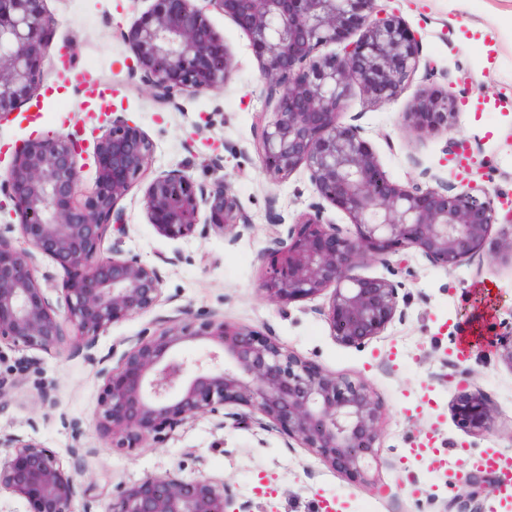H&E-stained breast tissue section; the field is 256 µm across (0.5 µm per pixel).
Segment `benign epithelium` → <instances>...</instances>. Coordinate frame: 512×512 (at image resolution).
I'll list each match as a JSON object with an SVG mask.
<instances>
[{"instance_id": "obj_1", "label": "benign epithelium", "mask_w": 512, "mask_h": 512, "mask_svg": "<svg viewBox=\"0 0 512 512\" xmlns=\"http://www.w3.org/2000/svg\"><path fill=\"white\" fill-rule=\"evenodd\" d=\"M202 5H197V2ZM232 17L259 61L266 104L255 145L262 172L282 182L300 167L315 195L342 211L346 228L318 206L299 214L271 254L260 292L277 307L325 296L317 312L340 345L362 348L405 319L410 295L396 277L411 275L407 251L454 268L481 257L512 262V219L500 223L490 189L478 182L453 191L399 186L388 180L364 129L344 119L355 86L389 101L420 65V42L378 0H151L127 30L142 84L162 105L178 96L217 92L231 79L233 57L208 12ZM57 20L45 0H0V122L38 97L44 56ZM357 39H352L354 33ZM336 50L318 54L322 48ZM455 97L420 93L404 125L421 137L458 125ZM155 146L123 115H112L94 136V189L80 190L81 166L70 137L47 133L14 150L0 173V196L10 221L0 225V347L48 352L71 341V351L97 368L101 380L95 430L128 454L166 444L175 431L208 417L254 433L276 430L333 466L361 479L377 457L383 411L370 385L309 363L277 340L212 312L183 306L159 316L154 331L98 355L99 337L115 323L151 309L165 270L179 260L163 253L145 262L125 249L130 225L119 206L143 186L142 203L156 232L172 241L212 231L234 244L252 227L224 174L223 160L198 180L176 167L151 172ZM62 272L57 299L38 272L37 257ZM381 265L386 274L353 271ZM199 344L198 358L179 356ZM496 352L512 368V326H502ZM455 408L473 436L493 432L498 410L483 394L459 387ZM0 489L23 499L26 512H236L229 483L178 471L148 474L99 506L92 487L61 456L29 435L0 434ZM448 504L482 512L489 484L468 474ZM81 510H76V506Z\"/></svg>"}]
</instances>
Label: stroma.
I'll use <instances>...</instances> for the list:
<instances>
[{
	"instance_id": "35a3bbf8",
	"label": "stroma",
	"mask_w": 512,
	"mask_h": 512,
	"mask_svg": "<svg viewBox=\"0 0 512 512\" xmlns=\"http://www.w3.org/2000/svg\"><path fill=\"white\" fill-rule=\"evenodd\" d=\"M418 34L420 66L413 79L388 102L366 98L352 89L347 116L358 117L386 177L407 186L423 170L447 180L456 190L481 180L495 197L499 213L512 210V0H381ZM149 6L148 0H46L58 27L56 39L72 41L77 71L92 74L111 87L112 109L124 113L154 142V169L183 167L204 179L214 158L252 220V229L236 244L223 235L171 241L149 224L140 191L122 205L131 226L127 250L143 260L155 253L180 251L168 266L161 296L152 309L113 324L100 336L97 350L107 354L124 339L140 335L174 305L214 311L225 321L250 326L275 338L309 362L351 379L369 383L386 412L381 448L362 484L304 448L289 447L283 434L225 425L214 429L207 418L178 429L158 448L125 454L111 448L95 431L100 382L92 365L69 349L29 353L0 351V375L11 387L0 398V432L34 434L61 457H68L71 427L80 424L84 448L76 464L91 482L100 502H109L125 484L150 473L180 471L227 481L238 502L250 512H445L458 492L456 451L487 449L512 456V370L500 363L493 341L504 321L512 319V266L477 267L465 263L447 270L412 253L406 291L418 300L403 321L394 322L367 347L342 346L330 335L312 301L278 308L259 292L261 251L280 228L268 220L276 209L285 222L315 202L306 169L286 181H271L260 169L254 143L256 116L265 108L259 62L246 32L230 16L210 13V21L232 53L236 71L217 93L181 97V110L160 107L139 77L120 32ZM44 74L45 89L24 104L11 121L0 124V160L22 140L49 130L91 135L102 123L79 89L64 86L56 50ZM453 94L459 123L427 139L401 125V114L424 89ZM476 331L480 342L457 356L460 334ZM35 359L37 372L18 373L19 364ZM467 369L468 388L495 402L501 417L493 433L468 434L454 419V386L447 363ZM53 385L51 401H42L35 378ZM448 463L433 469L431 449Z\"/></svg>"
}]
</instances>
